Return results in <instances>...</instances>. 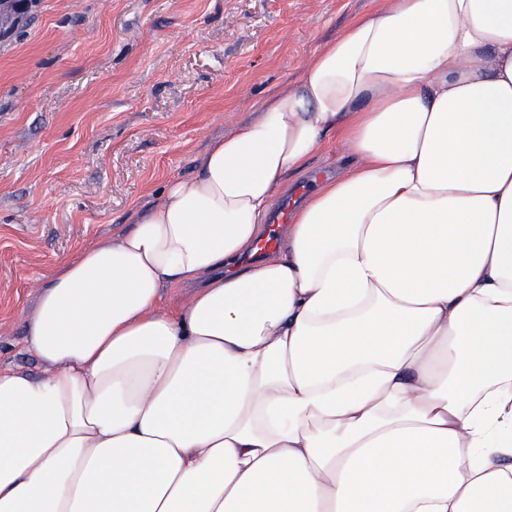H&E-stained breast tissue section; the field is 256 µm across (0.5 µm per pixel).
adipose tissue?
<instances>
[{
	"instance_id": "adipose-tissue-1",
	"label": "adipose tissue",
	"mask_w": 512,
	"mask_h": 512,
	"mask_svg": "<svg viewBox=\"0 0 512 512\" xmlns=\"http://www.w3.org/2000/svg\"><path fill=\"white\" fill-rule=\"evenodd\" d=\"M26 347L0 512H512V0H375L46 277ZM339 151L340 150H339V146L337 143H336V145L334 143L329 144L328 147L326 148L325 152H323L319 157H317L314 160L313 167L310 171H308L307 173H305L304 175L299 176V177H293V176L290 177L291 187H290L289 191H287V193L279 201L278 205L279 204L280 205L278 207L277 215L283 207L288 206L290 208L291 201H292V198H290V196H292L294 194L295 190L299 186L306 184L307 191L314 189L316 187V183H311L309 181L310 177L313 173H314V176L319 175V174L324 176V175H329L330 173L334 174L336 172V159L339 156Z\"/></svg>"
}]
</instances>
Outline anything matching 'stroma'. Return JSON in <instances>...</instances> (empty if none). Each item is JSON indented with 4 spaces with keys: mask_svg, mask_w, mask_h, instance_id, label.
<instances>
[{
    "mask_svg": "<svg viewBox=\"0 0 512 512\" xmlns=\"http://www.w3.org/2000/svg\"><path fill=\"white\" fill-rule=\"evenodd\" d=\"M374 0H30L0 13V367L44 277L133 223Z\"/></svg>",
    "mask_w": 512,
    "mask_h": 512,
    "instance_id": "1",
    "label": "stroma"
}]
</instances>
